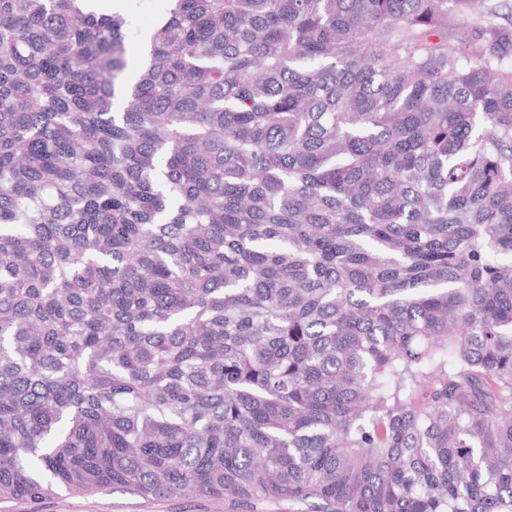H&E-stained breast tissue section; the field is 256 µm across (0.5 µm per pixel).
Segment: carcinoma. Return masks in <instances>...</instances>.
I'll list each match as a JSON object with an SVG mask.
<instances>
[{"label":"carcinoma","instance_id":"cac0c4a2","mask_svg":"<svg viewBox=\"0 0 512 512\" xmlns=\"http://www.w3.org/2000/svg\"><path fill=\"white\" fill-rule=\"evenodd\" d=\"M98 2L0 0V500L512 512V22ZM129 14V34L127 38V58L133 69L142 63L146 44L145 37L155 25L159 13L165 7L164 0H126Z\"/></svg>","mask_w":512,"mask_h":512}]
</instances>
